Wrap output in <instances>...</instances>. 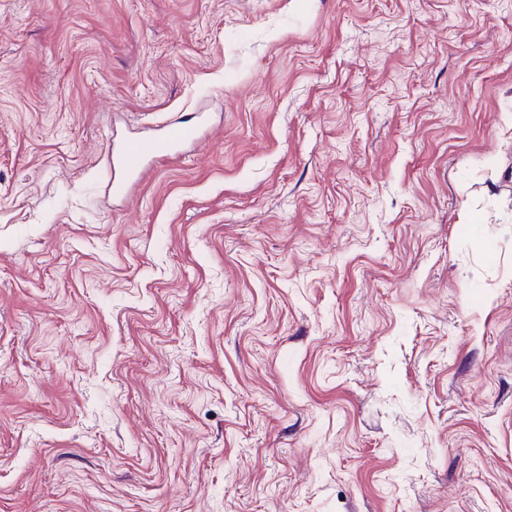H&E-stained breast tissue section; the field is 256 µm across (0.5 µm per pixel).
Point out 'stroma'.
I'll return each mask as SVG.
<instances>
[{
    "label": "stroma",
    "instance_id": "35a3bbf8",
    "mask_svg": "<svg viewBox=\"0 0 512 512\" xmlns=\"http://www.w3.org/2000/svg\"><path fill=\"white\" fill-rule=\"evenodd\" d=\"M0 512H512V0H0ZM201 138V124L172 127L154 139L130 138L112 149L114 179L112 191L116 196H127L130 187L140 178L149 158L181 159L187 156L179 148L195 143ZM116 171L122 175L115 179Z\"/></svg>",
    "mask_w": 512,
    "mask_h": 512
}]
</instances>
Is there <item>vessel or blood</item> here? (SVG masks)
Listing matches in <instances>:
<instances>
[{"instance_id":"1","label":"vessel or blood","mask_w":512,"mask_h":512,"mask_svg":"<svg viewBox=\"0 0 512 512\" xmlns=\"http://www.w3.org/2000/svg\"><path fill=\"white\" fill-rule=\"evenodd\" d=\"M201 138V125L194 122L186 126L172 127L153 139L130 138L112 151V168L121 174L114 181L112 191L118 196H127L130 187L140 178L144 166L151 158H180L183 146Z\"/></svg>"}]
</instances>
